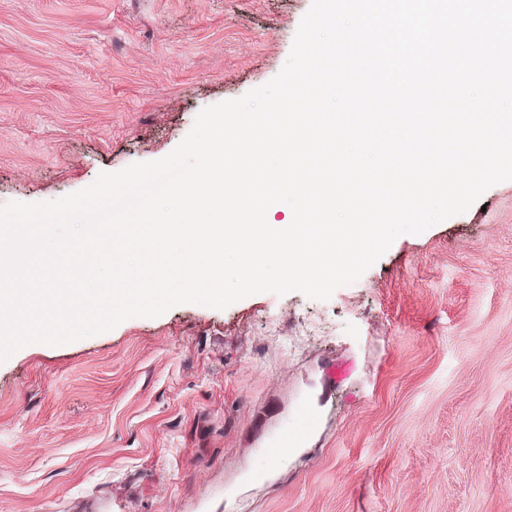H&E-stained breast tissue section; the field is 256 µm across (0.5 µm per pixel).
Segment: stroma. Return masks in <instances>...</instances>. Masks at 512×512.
<instances>
[{
	"label": "stroma",
	"instance_id": "obj_1",
	"mask_svg": "<svg viewBox=\"0 0 512 512\" xmlns=\"http://www.w3.org/2000/svg\"><path fill=\"white\" fill-rule=\"evenodd\" d=\"M311 3L0 0V205L166 157L282 70ZM0 512H512V181L328 300L23 347L0 363Z\"/></svg>",
	"mask_w": 512,
	"mask_h": 512
}]
</instances>
